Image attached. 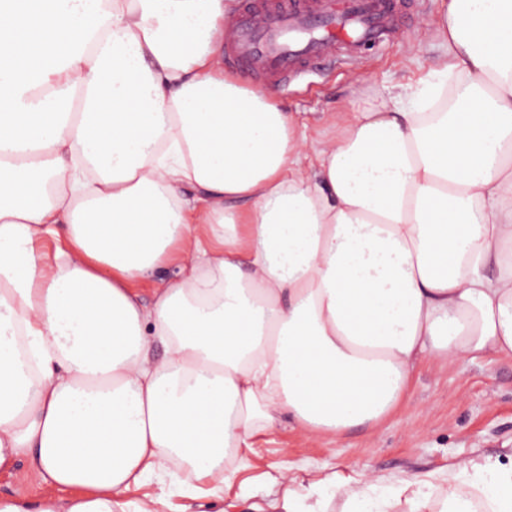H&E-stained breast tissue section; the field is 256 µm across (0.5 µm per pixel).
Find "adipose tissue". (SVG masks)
<instances>
[{
	"mask_svg": "<svg viewBox=\"0 0 512 512\" xmlns=\"http://www.w3.org/2000/svg\"><path fill=\"white\" fill-rule=\"evenodd\" d=\"M228 16L0 0V469L76 492L0 512H155L124 498L148 474L377 424L428 357L512 359V0H437L432 69L323 140L225 76ZM457 469L362 474L343 512H512V470Z\"/></svg>",
	"mask_w": 512,
	"mask_h": 512,
	"instance_id": "ef3b65f1",
	"label": "adipose tissue"
}]
</instances>
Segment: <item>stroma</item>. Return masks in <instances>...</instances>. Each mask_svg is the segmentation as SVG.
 Masks as SVG:
<instances>
[{"label":"stroma","instance_id":"stroma-1","mask_svg":"<svg viewBox=\"0 0 512 512\" xmlns=\"http://www.w3.org/2000/svg\"><path fill=\"white\" fill-rule=\"evenodd\" d=\"M434 8V0H404L394 42L365 51L357 63L333 61L289 86L273 85L278 105L308 124L310 137L338 136L353 112L428 72L443 51L425 31ZM488 459L512 465V360L426 361L413 371L400 405L378 425L313 439L287 420L233 459L220 495L195 497L198 481L188 471L175 484L149 475L127 497L158 498V512H275L289 478L305 484L370 472L393 486Z\"/></svg>","mask_w":512,"mask_h":512}]
</instances>
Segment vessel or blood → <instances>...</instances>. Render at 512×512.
Returning a JSON list of instances; mask_svg holds the SVG:
<instances>
[{
    "label": "vessel or blood",
    "mask_w": 512,
    "mask_h": 512,
    "mask_svg": "<svg viewBox=\"0 0 512 512\" xmlns=\"http://www.w3.org/2000/svg\"><path fill=\"white\" fill-rule=\"evenodd\" d=\"M393 0H239L225 33L226 62L256 77L287 85L332 56L337 45L351 49L380 43L389 30ZM266 25H258L259 16Z\"/></svg>",
    "instance_id": "obj_1"
}]
</instances>
